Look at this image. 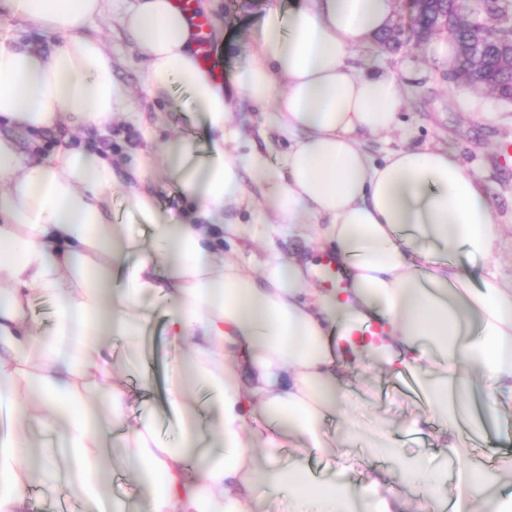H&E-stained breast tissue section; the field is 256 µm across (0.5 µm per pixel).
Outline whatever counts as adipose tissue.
<instances>
[{
	"label": "adipose tissue",
	"mask_w": 512,
	"mask_h": 512,
	"mask_svg": "<svg viewBox=\"0 0 512 512\" xmlns=\"http://www.w3.org/2000/svg\"><path fill=\"white\" fill-rule=\"evenodd\" d=\"M0 4L50 38L45 46L0 38V399L12 415L0 433V512H27L37 478L78 489L90 512H257L259 482L287 499L288 512H408L386 476L360 494L271 463L284 438L303 452L330 447L321 423L341 414L349 387L331 331L372 319L385 336L353 354L369 368L397 364L421 375L445 447L482 435L512 409V281L489 269L475 289L460 264L425 271L417 262L427 249L461 245L493 258L499 235L485 187L454 149L402 148L377 162L362 147L366 136L396 128L403 87L388 74L356 73L347 57L388 28L394 0H304L270 11L250 63L228 86L200 58L175 0H132L120 24L148 61L151 93L186 91L209 134L199 149L170 136L158 161L139 164L126 193L152 230L147 246L112 221L111 154L41 151L44 132L93 126L105 134L130 108L111 53L86 31L111 17L112 0ZM245 99L270 107L289 141L275 216L301 232L318 219L315 240L350 274L345 297L311 288L309 265L293 258L271 255L256 267L225 259V209L247 201L245 173L269 174L265 157L230 148L238 139L232 116ZM156 164L192 201L179 221L162 219L147 187ZM37 293L55 303L47 337L30 316ZM155 299L170 308L164 343L189 349L190 377L172 386L170 405L178 418L197 416L193 385L205 382L214 393L213 442L191 427L181 447L168 448L151 422L128 421L129 393L103 339L139 343ZM479 390L488 408L481 415L473 411ZM86 392L107 407V422L79 411ZM34 420L60 431V449L26 452ZM252 420L276 435L249 436ZM350 430L398 454L410 483L436 491L438 472L421 455L398 453L382 424L360 418ZM109 441L120 450L114 465L147 481L139 505L102 498ZM499 480L469 465L453 512H512Z\"/></svg>",
	"instance_id": "1"
}]
</instances>
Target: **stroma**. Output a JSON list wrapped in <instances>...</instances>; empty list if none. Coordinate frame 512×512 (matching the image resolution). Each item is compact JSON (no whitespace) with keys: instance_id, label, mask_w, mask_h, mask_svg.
<instances>
[{"instance_id":"35a3bbf8","label":"stroma","mask_w":512,"mask_h":512,"mask_svg":"<svg viewBox=\"0 0 512 512\" xmlns=\"http://www.w3.org/2000/svg\"><path fill=\"white\" fill-rule=\"evenodd\" d=\"M282 0H216L211 11L214 21L209 26V60L219 69L225 82H232L236 71L248 64L251 49L269 11L280 6ZM124 8L122 0H115L114 20L95 22L94 27L104 39L112 54V73L131 91V109L138 113L139 122L123 116L112 121L110 136H102L97 128L85 127L76 131L74 138L100 151H111L122 158L118 168L119 184L112 193V220L124 225L127 233L149 240L150 230L142 224L124 192L123 185L133 178L142 156L153 155L158 143L168 136L179 134L193 144L205 136L204 124L195 112L189 96L174 91L166 99L153 97L147 86V61L136 52L124 36L117 20ZM446 35H435L428 43L410 44L401 53L392 55L382 51L376 43L352 50L348 62L361 73H388L405 85L398 127L385 138H371L366 150L381 158L388 149L408 147H449L459 151L468 173L483 183L494 206L499 233L498 251L492 261L471 257L465 251L447 254L429 251L423 258L424 268L447 259L463 264L472 286H479L485 264H493L503 280L512 279V104L489 92L476 93L462 84L448 80V66L437 56L441 46L447 45ZM235 122L240 138L235 143L236 153L253 150H271L281 157L287 148L286 140L277 134L271 123V114L252 104H245ZM245 187L253 198V206L241 207L227 214L226 223L240 227L241 236L235 243L224 246L225 259L242 264L263 260L270 252L283 257L311 260L314 268L310 276L312 287L328 290L336 282L325 273L324 254L318 253L301 238L271 231V213L266 207L267 182L259 177H246ZM150 188L156 196L162 214L170 219H181L190 202L181 188L164 172L150 175ZM166 304L156 306L153 338L142 348L116 339H109L112 357L125 377L131 391L126 412L132 421L150 420L161 444L174 447L180 439V427L168 402L170 373L179 357L178 350L169 349L157 341L164 330ZM351 385L347 399L351 408H365L386 427L397 447L406 453H418L443 476L440 488L433 496H425L422 489L403 488L412 512H449L460 482L463 461L441 448L435 434L439 425L432 417L421 395L420 378L403 373L389 374L377 368H351ZM425 421L421 433H411L413 421ZM347 419L329 418L322 424L325 435L332 440L342 435ZM352 460V469L344 473L347 480L366 483L370 476L392 468V461L358 440L346 445L336 442L334 448L316 450L307 454L283 447L278 451L279 464L301 463L316 478L337 475L338 459ZM28 512H87L79 496L49 485L33 484L29 492Z\"/></svg>"}]
</instances>
